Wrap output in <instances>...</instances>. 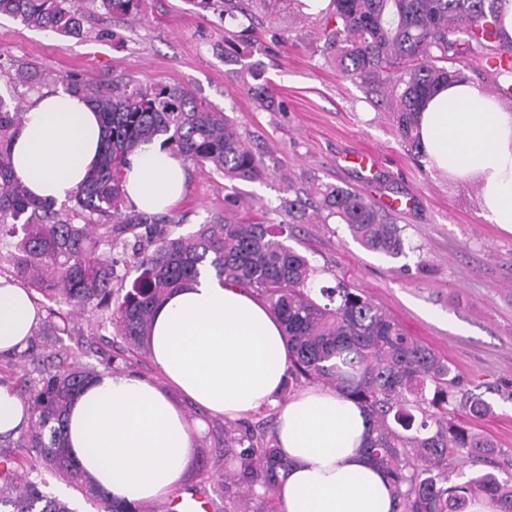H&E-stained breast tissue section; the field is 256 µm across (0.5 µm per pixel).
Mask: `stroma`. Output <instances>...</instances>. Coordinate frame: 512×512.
<instances>
[{
    "label": "stroma",
    "mask_w": 512,
    "mask_h": 512,
    "mask_svg": "<svg viewBox=\"0 0 512 512\" xmlns=\"http://www.w3.org/2000/svg\"><path fill=\"white\" fill-rule=\"evenodd\" d=\"M88 16L89 34L60 38L0 17V93L27 102L31 92L14 87L18 64H32L44 75L43 89L60 86L71 74L91 84L132 77L144 84L182 86L218 110L234 115L248 147L272 171L264 182L230 181L216 171L187 163L188 185L171 210L181 232L223 215L225 198L237 196L248 215L285 219L283 199L323 182L364 194L377 207L406 201L396 215L408 246L390 258L365 250L346 225L296 222L288 243L317 268V286L345 277L351 287L389 310L410 336L451 362L467 388H478L493 412L473 420L476 431L498 448L499 473H512V234L480 215L476 183L448 179L429 169L402 147L386 102L344 77L325 43V16L319 12L281 11L271 19L276 39L248 48L243 62L226 60L220 49L225 28L249 26L244 16L198 13L187 0H144L133 19L95 13L92 0H73ZM502 49L491 43L463 59L465 73L486 93L495 94ZM258 63L277 107L270 110L243 87L242 63ZM373 155L362 169L355 156ZM74 336H37L45 351L66 352L69 361L98 367V350L115 355V372L132 370L161 389L169 384L151 355L125 365L122 340L104 313L94 308L73 314ZM171 397L188 421H203L179 493L207 490L224 498L226 420L211 415L179 392ZM490 463V464H493ZM480 460L448 459L449 469L484 472Z\"/></svg>",
    "instance_id": "stroma-1"
}]
</instances>
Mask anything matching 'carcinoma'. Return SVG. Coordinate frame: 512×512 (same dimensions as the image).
<instances>
[{
    "instance_id": "obj_1",
    "label": "carcinoma",
    "mask_w": 512,
    "mask_h": 512,
    "mask_svg": "<svg viewBox=\"0 0 512 512\" xmlns=\"http://www.w3.org/2000/svg\"><path fill=\"white\" fill-rule=\"evenodd\" d=\"M105 14L138 15L143 0H95ZM202 11L223 10L252 19L239 31L224 29V53L252 45L253 34L268 16L256 8H305L304 0H188ZM504 0H330L326 44L336 50L343 75L360 80L368 91L386 98L398 142L421 154L418 114L424 100L450 81H463L460 68L446 63L469 49L502 41L498 22ZM0 16L66 38L86 36L85 16L72 0H0ZM498 74L510 80L499 94L512 97V42L503 46ZM13 83L35 89L37 70L19 65ZM83 95L98 112L104 146L96 165L75 192L69 213L56 203L30 196L11 166V142L23 112L0 95V240L25 233L11 254L12 277L70 311L94 306L109 312L126 351L149 346L153 311L202 270H212L222 285L249 291L279 321L290 369L285 384L321 383L363 406L371 421L368 455L387 474L395 512H468L484 496L499 512H512V475L475 474L449 484L448 457L479 459L493 444L469 428L466 418H481L493 406L481 395L462 390L463 381L448 360L410 336L399 320L344 279L333 287L314 288L317 268L287 244L288 224L244 221L236 216L237 199H227L224 217H215L189 233L167 215L122 212L127 156L140 144L163 138L171 152L207 165L224 178L250 182L271 176L263 157L243 142L235 119L197 101L184 87L143 85L117 78L106 86L77 76L62 81ZM327 212L347 226L364 249L391 258L405 254L396 218L367 198L338 185L318 183L307 200L284 202L291 218L306 209ZM85 223H71L70 214ZM125 234L134 237L132 259L104 254ZM133 274L130 288L123 282ZM69 331L67 315L51 309L48 331ZM60 353L45 355L30 344L22 354L39 373L28 400L26 430L16 447L19 456L0 448V512H73L43 490L49 472L99 501L101 512H142L137 503L110 501L76 466L68 450L66 416L74 397L96 376L83 365L52 364ZM224 502L240 490L264 501L274 494L288 463L280 456L274 432L263 425L224 428Z\"/></svg>"
}]
</instances>
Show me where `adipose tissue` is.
I'll return each instance as SVG.
<instances>
[{
	"label": "adipose tissue",
	"mask_w": 512,
	"mask_h": 512,
	"mask_svg": "<svg viewBox=\"0 0 512 512\" xmlns=\"http://www.w3.org/2000/svg\"><path fill=\"white\" fill-rule=\"evenodd\" d=\"M428 167L476 183L482 216L512 233V110L479 85L440 87L419 118ZM103 144L98 113L62 89L32 96L11 144L15 175L37 198L69 199ZM127 203L168 210L186 190L182 159L161 140L141 144L124 171ZM41 313L30 293L0 277V357L23 351ZM150 349L166 380L210 413L237 420L274 406L277 444L288 470L280 512H392L386 474L364 451L366 411L311 387L281 401L290 366L279 323L249 292L209 276L188 283L155 310ZM69 450L112 500L138 503L176 491L196 428L153 381L107 373L87 385L68 415Z\"/></svg>",
	"instance_id": "adipose-tissue-1"
}]
</instances>
